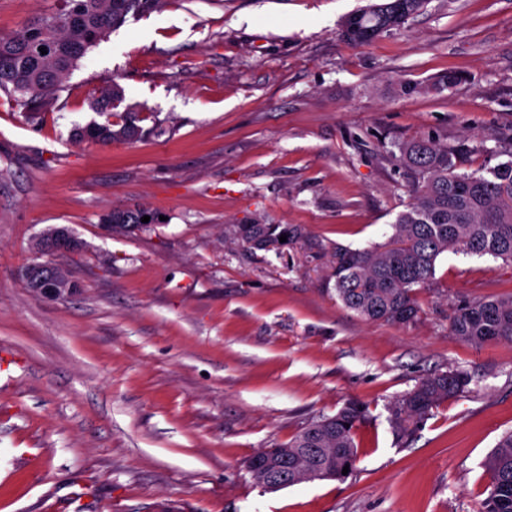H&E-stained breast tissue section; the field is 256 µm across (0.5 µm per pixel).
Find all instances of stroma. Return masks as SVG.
<instances>
[{
    "instance_id": "obj_1",
    "label": "stroma",
    "mask_w": 512,
    "mask_h": 512,
    "mask_svg": "<svg viewBox=\"0 0 512 512\" xmlns=\"http://www.w3.org/2000/svg\"><path fill=\"white\" fill-rule=\"evenodd\" d=\"M368 2L163 0L89 51L41 123L0 93V512H483L512 342L472 345L450 318L512 293V266L446 254L394 325L337 299L329 251L391 236L400 143L466 146L467 173L512 157V0H428L347 45ZM113 82L143 137L77 140ZM136 207L160 222H102ZM253 222L302 236L254 251L234 236ZM53 226L83 243L55 258L80 284L67 298L18 276ZM457 366L468 392L398 437L396 399ZM349 402L365 416L348 478L270 492L246 472ZM143 216H150L148 223H141ZM104 224L111 225L112 229L135 231L147 227L154 222L153 213L147 208H127L113 210L102 218Z\"/></svg>"
}]
</instances>
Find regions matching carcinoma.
I'll list each match as a JSON object with an SVG mask.
<instances>
[{"instance_id": "carcinoma-1", "label": "carcinoma", "mask_w": 512, "mask_h": 512, "mask_svg": "<svg viewBox=\"0 0 512 512\" xmlns=\"http://www.w3.org/2000/svg\"><path fill=\"white\" fill-rule=\"evenodd\" d=\"M58 6L39 13L10 34H0V91L34 121L55 106L67 87L71 72L88 51L120 28L128 16L147 14L161 0H55ZM394 0L353 11L359 28L371 37L348 44H369L403 23L387 25ZM45 51H39V47ZM123 97L114 83L103 89L101 124L83 128L78 136L95 143L131 142L142 137L137 114L123 112L112 119V108ZM399 161L411 186L410 202L392 224L393 233L383 244L352 249L337 246L331 253L337 298L362 319L406 324L418 315L413 288L428 284L436 263L445 253L491 256L512 262V160L484 174L460 171L462 150L433 137L398 145ZM147 208L118 209L102 222L123 231L146 227ZM292 241L302 235L296 226L242 224L236 241L253 250H266L279 237ZM451 330L476 346L512 341V294L458 306ZM471 376L456 367L421 379L395 405L394 426L401 437L410 436L442 401L468 391ZM364 408L349 403L336 415L311 422L290 442L288 455L278 459L281 468L293 469L301 458L315 480H341L344 467L354 470L358 460L355 429ZM484 466L491 476L485 512H512V432L504 434L487 456Z\"/></svg>"}]
</instances>
